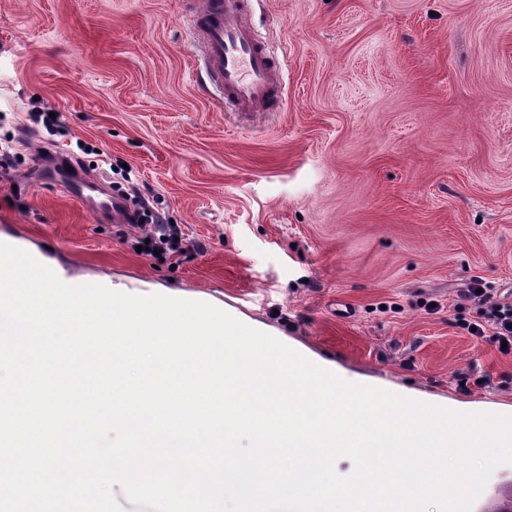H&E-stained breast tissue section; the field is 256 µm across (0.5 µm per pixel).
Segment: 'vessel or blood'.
<instances>
[{"label":"vessel or blood","mask_w":512,"mask_h":512,"mask_svg":"<svg viewBox=\"0 0 512 512\" xmlns=\"http://www.w3.org/2000/svg\"><path fill=\"white\" fill-rule=\"evenodd\" d=\"M194 9L205 75L222 89L221 107L233 114L282 111L283 62L255 38L250 0H196ZM44 176L98 219L127 222L134 214L102 181L73 167H52Z\"/></svg>","instance_id":"b4317fda"}]
</instances>
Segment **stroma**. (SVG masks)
<instances>
[{
  "label": "stroma",
  "instance_id": "35a3bbf8",
  "mask_svg": "<svg viewBox=\"0 0 512 512\" xmlns=\"http://www.w3.org/2000/svg\"><path fill=\"white\" fill-rule=\"evenodd\" d=\"M189 0H0V243L77 284L209 303L337 375L512 414V354L457 292L512 302V0H252L285 108H217ZM59 112L56 132L31 115ZM107 153L178 253L33 178Z\"/></svg>",
  "mask_w": 512,
  "mask_h": 512
}]
</instances>
